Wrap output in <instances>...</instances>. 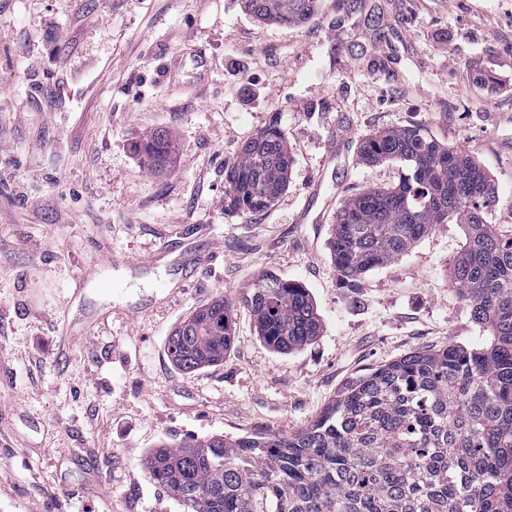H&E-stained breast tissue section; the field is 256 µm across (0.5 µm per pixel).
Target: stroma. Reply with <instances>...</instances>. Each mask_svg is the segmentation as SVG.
I'll list each match as a JSON object with an SVG mask.
<instances>
[{"mask_svg":"<svg viewBox=\"0 0 512 512\" xmlns=\"http://www.w3.org/2000/svg\"><path fill=\"white\" fill-rule=\"evenodd\" d=\"M273 120L285 191L225 211V164ZM410 124L475 158L485 220L511 231L512 0H320L300 26L239 0H0V512H185L144 467L160 445L291 433L352 376L480 340L450 284L461 225L339 283V203L401 175L359 143ZM340 125L351 141L329 165ZM157 129L176 139L160 173L132 150ZM189 240L220 257L186 280ZM265 272L309 291L322 333L304 349L261 338L245 298ZM218 297L232 346L183 372L167 339Z\"/></svg>","mask_w":512,"mask_h":512,"instance_id":"obj_1","label":"stroma"}]
</instances>
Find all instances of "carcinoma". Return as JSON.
Masks as SVG:
<instances>
[{
  "instance_id": "obj_1",
  "label": "carcinoma",
  "mask_w": 512,
  "mask_h": 512,
  "mask_svg": "<svg viewBox=\"0 0 512 512\" xmlns=\"http://www.w3.org/2000/svg\"><path fill=\"white\" fill-rule=\"evenodd\" d=\"M318 2L240 0V7L259 22L301 25ZM134 150L158 171L175 143L161 129ZM359 158L396 163L403 176L394 188L340 202L330 254L342 285L353 287L453 220L466 243L452 285L490 341L411 352L356 376L292 434L211 436L156 449L145 468L187 512H512V235L484 222L489 177L471 155L418 125L367 136ZM291 163L272 120L224 167V210L270 208ZM245 303L276 351L299 350L321 334L309 292L292 280L263 274ZM233 337L232 309L218 299L169 336L168 352L191 373L224 360Z\"/></svg>"
}]
</instances>
